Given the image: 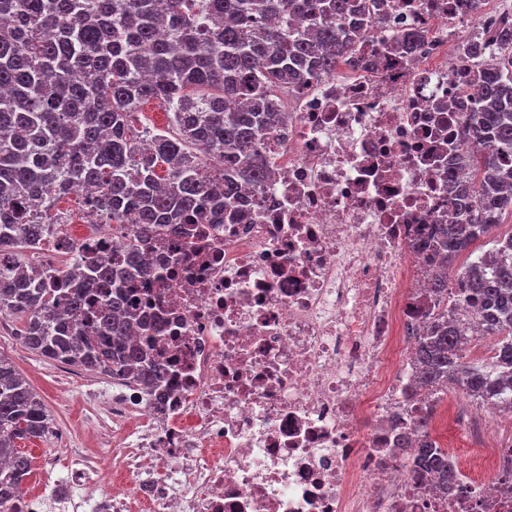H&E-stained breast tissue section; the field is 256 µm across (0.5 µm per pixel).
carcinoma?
Segmentation results:
<instances>
[{
	"mask_svg": "<svg viewBox=\"0 0 512 512\" xmlns=\"http://www.w3.org/2000/svg\"><path fill=\"white\" fill-rule=\"evenodd\" d=\"M373 10V0H0V251L35 247L43 226L27 215L44 194L63 198L78 184L112 214L113 231L137 226L123 261L73 264L59 296L24 269H0V313L24 320V345L131 383L162 381L168 365L127 340L141 318L132 284L150 273V247L239 206L241 186L264 178L265 135L284 119L275 90L354 64ZM468 54L482 96L465 128L476 145L461 158L471 178L451 188L463 223L434 227L450 260L512 213V20ZM150 101L174 129L144 148L130 116ZM202 149L224 168L203 171ZM103 281L112 289L101 291ZM461 287L479 333L501 337L495 356L464 365L443 310L419 341L425 381L461 382L471 398L512 412V235L467 263ZM49 431L45 404L0 355V504L31 476L21 443ZM419 456L448 477L440 449L425 444Z\"/></svg>",
	"mask_w": 512,
	"mask_h": 512,
	"instance_id": "1",
	"label": "carcinoma"
}]
</instances>
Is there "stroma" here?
Here are the masks:
<instances>
[{
	"label": "stroma",
	"instance_id": "35a3bbf8",
	"mask_svg": "<svg viewBox=\"0 0 512 512\" xmlns=\"http://www.w3.org/2000/svg\"><path fill=\"white\" fill-rule=\"evenodd\" d=\"M22 320L14 316L0 319V354L14 363L19 373L40 395L51 416V436L28 444L33 459V473L25 484L26 490L49 492L62 481L69 465L70 453L93 454L104 446L100 437L103 428L111 424L101 403L92 401L88 389L101 386L104 375L83 372L84 386L69 379L61 364L29 351L23 344ZM71 436L70 449L55 448L53 433Z\"/></svg>",
	"mask_w": 512,
	"mask_h": 512
}]
</instances>
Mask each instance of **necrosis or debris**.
<instances>
[{"instance_id": "4bbe7bcc", "label": "necrosis or debris", "mask_w": 512, "mask_h": 512, "mask_svg": "<svg viewBox=\"0 0 512 512\" xmlns=\"http://www.w3.org/2000/svg\"><path fill=\"white\" fill-rule=\"evenodd\" d=\"M377 14L355 67L278 94L269 175L242 186L237 213L157 245L167 265L139 278L146 319L129 340L151 337L169 374L156 390L102 386L124 443L0 512H512L495 408H456L416 359L434 271L461 349L483 347L456 265L426 240L453 223L456 159L474 148L467 33L498 18L473 0H377ZM35 218L48 233L31 268L123 251L91 206L50 195ZM426 442L448 455L447 491L414 465Z\"/></svg>"}]
</instances>
